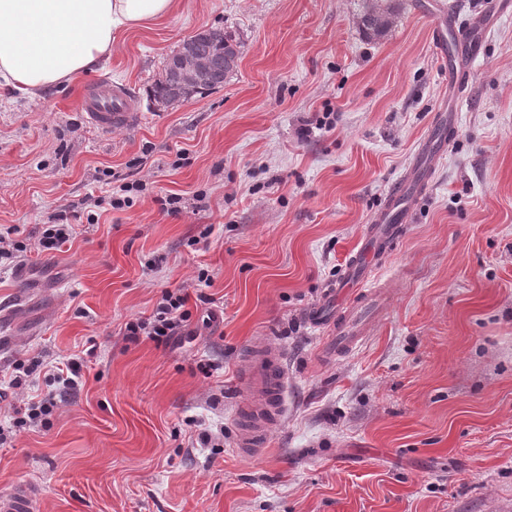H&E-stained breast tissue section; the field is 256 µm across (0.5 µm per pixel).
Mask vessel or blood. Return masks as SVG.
I'll list each match as a JSON object with an SVG mask.
<instances>
[{"instance_id": "1", "label": "vessel or blood", "mask_w": 512, "mask_h": 512, "mask_svg": "<svg viewBox=\"0 0 512 512\" xmlns=\"http://www.w3.org/2000/svg\"><path fill=\"white\" fill-rule=\"evenodd\" d=\"M485 21V16L477 15L462 24L452 16L448 19L447 29L439 28L434 33L437 44L442 45L446 42V32H453L461 48L449 72L455 98H462L465 92L468 62L476 48V36ZM79 105L87 121L101 129L129 125L140 117L128 87L108 78L88 83L82 90ZM456 121V113H435L428 138L418 156L407 174L392 185L363 244L350 257L347 283L364 284L365 272L376 254L401 237L413 202L429 177L432 161L449 144ZM367 307L368 303L364 300L346 306L337 305L336 329L332 338L337 350L346 351L359 343L360 322ZM250 359L249 369L235 379L236 386L248 394L241 411L244 427L237 442L239 455L247 458L257 456L265 448L271 426L287 410L282 352L257 346L252 349ZM35 497L34 485L17 484L8 495L0 497V512H35Z\"/></svg>"}]
</instances>
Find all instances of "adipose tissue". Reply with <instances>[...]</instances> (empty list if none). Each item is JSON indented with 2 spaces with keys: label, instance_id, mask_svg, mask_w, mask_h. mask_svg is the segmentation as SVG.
<instances>
[{
  "label": "adipose tissue",
  "instance_id": "1",
  "mask_svg": "<svg viewBox=\"0 0 512 512\" xmlns=\"http://www.w3.org/2000/svg\"><path fill=\"white\" fill-rule=\"evenodd\" d=\"M175 8L176 0H0V83L36 97L109 59L114 32Z\"/></svg>",
  "mask_w": 512,
  "mask_h": 512
}]
</instances>
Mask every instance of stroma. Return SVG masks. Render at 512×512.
Listing matches in <instances>:
<instances>
[{
    "label": "stroma",
    "instance_id": "stroma-1",
    "mask_svg": "<svg viewBox=\"0 0 512 512\" xmlns=\"http://www.w3.org/2000/svg\"><path fill=\"white\" fill-rule=\"evenodd\" d=\"M368 2L179 0L115 32L94 75L130 89L126 127L86 122L85 74L31 100L0 87V229L27 246L0 259V376L97 348L78 391L39 371L0 392V424L58 401L50 428L0 446V495L38 484L40 512H512V16L480 38L453 140L367 274L378 306L359 344L332 353V321L310 315L450 96L433 0H400L378 39L359 29ZM207 27L239 37L236 70L154 105ZM126 180L146 185L132 208L93 207ZM59 210L76 236L38 252ZM176 289L190 335L130 341L126 322ZM259 341L283 353L288 411L244 458L233 382Z\"/></svg>",
    "mask_w": 512,
    "mask_h": 512
}]
</instances>
